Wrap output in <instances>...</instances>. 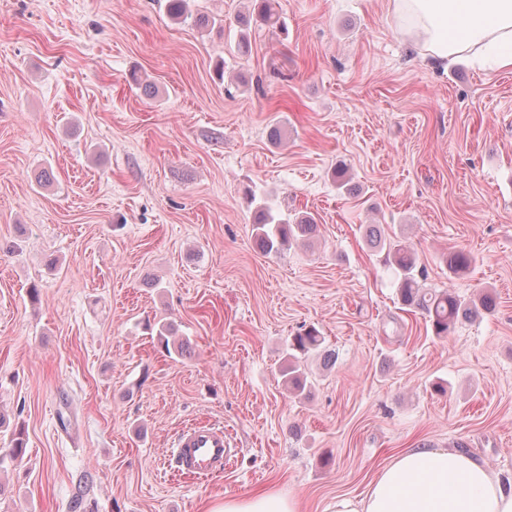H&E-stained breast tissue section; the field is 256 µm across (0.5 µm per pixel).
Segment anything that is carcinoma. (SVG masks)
<instances>
[{
	"label": "carcinoma",
	"mask_w": 512,
	"mask_h": 512,
	"mask_svg": "<svg viewBox=\"0 0 512 512\" xmlns=\"http://www.w3.org/2000/svg\"><path fill=\"white\" fill-rule=\"evenodd\" d=\"M255 21L272 29L285 31L284 24L272 9L271 0H253ZM167 15L174 20L189 16V0H166ZM253 224L256 225L257 242L266 254L279 253L294 242L314 237L318 224L310 213L282 217L268 203H257L253 211ZM365 237L373 252L382 255V262L395 268L398 281L397 296L400 310L403 312L419 311L424 316L432 335L438 338L449 336L460 319L481 310L489 311L493 299L484 295L479 300H466L448 289L437 290L424 287L428 277L427 268L417 264L415 255L408 249L405 240L396 235L383 233L379 227L370 225L365 230ZM472 262L471 256L456 250L448 258V272L455 275L466 270ZM323 338L316 328L310 327L296 333L291 338L286 381L293 390L302 395L311 387L307 376L301 369L302 359L321 351ZM25 453V443L18 436L11 440V448L0 453V465L5 461H17ZM89 483L88 475H83L78 487L68 504V512H97L95 502L88 499L85 492Z\"/></svg>",
	"instance_id": "cac0c4a2"
}]
</instances>
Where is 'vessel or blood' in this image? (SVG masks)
<instances>
[{
  "label": "vessel or blood",
  "mask_w": 512,
  "mask_h": 512,
  "mask_svg": "<svg viewBox=\"0 0 512 512\" xmlns=\"http://www.w3.org/2000/svg\"><path fill=\"white\" fill-rule=\"evenodd\" d=\"M175 457L190 474H214L224 469L231 452L222 426L200 424L181 431L175 442Z\"/></svg>",
  "instance_id": "obj_1"
}]
</instances>
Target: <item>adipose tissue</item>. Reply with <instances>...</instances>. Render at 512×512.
I'll list each match as a JSON object with an SVG mask.
<instances>
[{"instance_id":"ef3b65f1","label":"adipose tissue","mask_w":512,"mask_h":512,"mask_svg":"<svg viewBox=\"0 0 512 512\" xmlns=\"http://www.w3.org/2000/svg\"><path fill=\"white\" fill-rule=\"evenodd\" d=\"M397 30L434 64L461 57L512 68V0H388ZM280 490L225 499L213 512H300ZM324 512H512V478L456 448L417 446L394 456L357 496L339 495Z\"/></svg>"}]
</instances>
